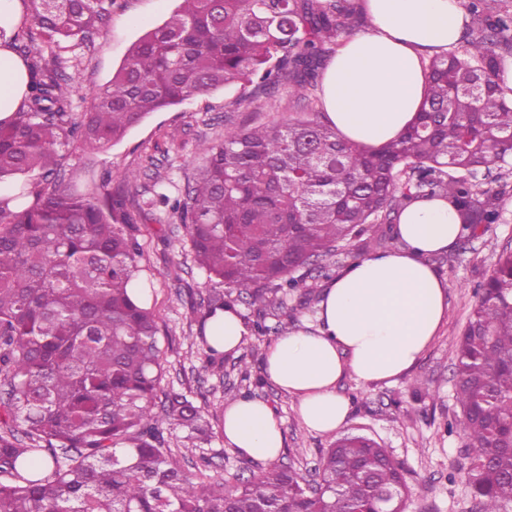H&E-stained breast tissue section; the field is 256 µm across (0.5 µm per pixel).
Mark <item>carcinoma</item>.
<instances>
[{"label":"carcinoma","mask_w":512,"mask_h":512,"mask_svg":"<svg viewBox=\"0 0 512 512\" xmlns=\"http://www.w3.org/2000/svg\"><path fill=\"white\" fill-rule=\"evenodd\" d=\"M14 33L32 58L23 107L0 123V512H400V466L350 434L326 449L310 480L271 467L229 487L206 473L212 426L187 395L166 393L158 317L141 272L143 246L126 198L65 184L66 151L121 141L150 114L232 82L305 96L333 40L364 23L356 0H178L163 23L76 113L63 53L92 43L114 0H30ZM468 59L427 64L416 121L380 149L342 139L319 117L231 129L200 148L197 177H154L137 212L163 208L185 225L195 263L214 285L203 318L237 306L232 291L271 307L302 285L293 273L362 239L400 210L442 196L463 237L501 219L512 184L482 171L512 163V13L469 0ZM465 482L483 512L512 508V252L476 291L453 345ZM161 404L162 417L154 413ZM188 430L186 454L162 425Z\"/></svg>","instance_id":"carcinoma-1"}]
</instances>
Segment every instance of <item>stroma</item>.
I'll list each match as a JSON object with an SVG mask.
<instances>
[{
    "instance_id": "1",
    "label": "stroma",
    "mask_w": 512,
    "mask_h": 512,
    "mask_svg": "<svg viewBox=\"0 0 512 512\" xmlns=\"http://www.w3.org/2000/svg\"><path fill=\"white\" fill-rule=\"evenodd\" d=\"M175 6V0H115L100 35L84 49L75 75L80 110H87L129 46L161 24ZM242 92V85L234 83L153 113L119 143L99 150L71 147L64 163L66 176L77 190H85L91 182L103 184L134 202L138 196L134 187L124 183L125 172H142L145 185L158 172L181 187L200 161V144L222 139L227 129L280 124L324 109L321 87L309 88L300 100L284 85L274 97L261 96L243 103L238 111H226V104ZM133 232L144 248L140 264L153 282L160 335L167 350L164 390L187 395L214 416L223 412L228 401L244 394L268 402L281 419L286 437L279 465L313 474L322 449L329 447L332 438L302 423L295 402L266 378L264 353L280 336L282 326L294 329L314 322L323 289L330 277L352 262L354 246L302 269V288L288 295L284 308L268 311L267 333L249 334L239 355L205 371L198 334L199 311L208 290L183 225L159 224L147 217L135 224ZM506 249H512V197L504 200L499 223L488 225L478 237L461 241L455 250L431 257V264L448 284V315L411 374L392 385H366L350 376L337 385L338 393L351 402L344 433L373 438L402 464L411 489L405 512H483L462 477L468 450L456 427L462 413L455 397L452 344L466 326L475 289ZM206 450L213 458L211 474L215 477L244 481L266 468L264 462L225 447L218 430Z\"/></svg>"
}]
</instances>
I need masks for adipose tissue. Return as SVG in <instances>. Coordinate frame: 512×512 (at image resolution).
<instances>
[{
	"mask_svg": "<svg viewBox=\"0 0 512 512\" xmlns=\"http://www.w3.org/2000/svg\"><path fill=\"white\" fill-rule=\"evenodd\" d=\"M370 31L342 42L323 75L326 115L336 133L368 148L395 140L415 119L427 84L425 59L458 46V0H365ZM21 0H0V121L20 108L26 64L9 39L22 20ZM400 249L370 254L343 269L322 293L316 321L289 330L267 348L265 374L296 402L310 430L332 435L351 402L336 386L347 375L392 384L410 373L448 314V285L427 258L452 250L462 226L444 199L414 201L393 227ZM249 329L239 309L205 325L207 342L238 355ZM224 442L249 458L274 462L285 446L282 422L268 403L241 396L224 407Z\"/></svg>",
	"mask_w": 512,
	"mask_h": 512,
	"instance_id": "ef3b65f1",
	"label": "adipose tissue"
}]
</instances>
